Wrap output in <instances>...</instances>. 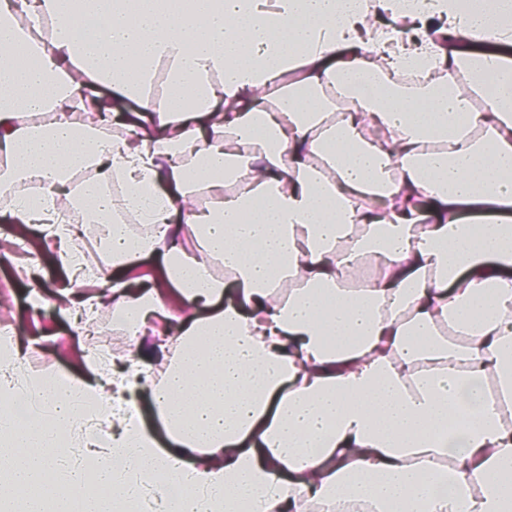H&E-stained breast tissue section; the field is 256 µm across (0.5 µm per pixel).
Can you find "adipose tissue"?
I'll return each instance as SVG.
<instances>
[{
	"instance_id": "ef3b65f1",
	"label": "adipose tissue",
	"mask_w": 512,
	"mask_h": 512,
	"mask_svg": "<svg viewBox=\"0 0 512 512\" xmlns=\"http://www.w3.org/2000/svg\"><path fill=\"white\" fill-rule=\"evenodd\" d=\"M0 196L139 349L42 417L11 355L0 512H512V0H0Z\"/></svg>"
}]
</instances>
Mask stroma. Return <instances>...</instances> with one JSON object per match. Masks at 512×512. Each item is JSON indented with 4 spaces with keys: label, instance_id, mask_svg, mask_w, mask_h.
Masks as SVG:
<instances>
[{
    "label": "stroma",
    "instance_id": "stroma-1",
    "mask_svg": "<svg viewBox=\"0 0 512 512\" xmlns=\"http://www.w3.org/2000/svg\"><path fill=\"white\" fill-rule=\"evenodd\" d=\"M37 258L29 268L26 254ZM52 239L39 227L23 228L0 216V337L14 336L40 353L45 371L83 377L91 347L56 294L63 271Z\"/></svg>",
    "mask_w": 512,
    "mask_h": 512
}]
</instances>
